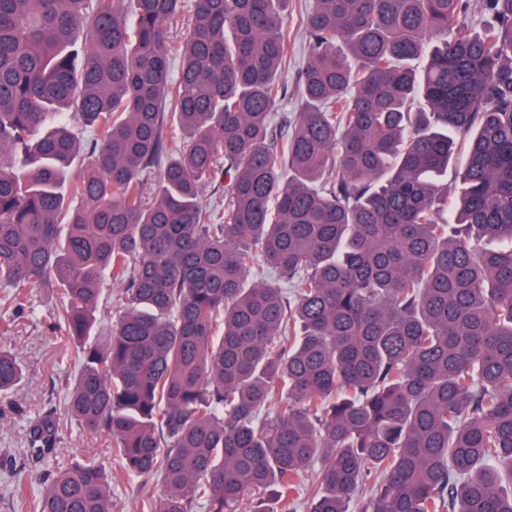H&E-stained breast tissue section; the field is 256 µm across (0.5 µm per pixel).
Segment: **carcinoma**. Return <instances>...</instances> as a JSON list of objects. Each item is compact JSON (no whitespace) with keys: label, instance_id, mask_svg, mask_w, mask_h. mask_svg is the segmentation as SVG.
<instances>
[{"label":"carcinoma","instance_id":"1","mask_svg":"<svg viewBox=\"0 0 512 512\" xmlns=\"http://www.w3.org/2000/svg\"><path fill=\"white\" fill-rule=\"evenodd\" d=\"M288 2L0 0V332L60 294L120 463L34 512H512V0H312L280 112ZM299 1L305 0H292L288 3V28L292 33V52L291 61L288 65V72L285 73V80L288 86V93L285 101L283 102L280 112H293L298 96V86L296 82V74L306 61V54L304 49V39L300 32H298V4ZM162 493L155 478H137L130 485L125 481L112 484V512H138V499L142 495L158 498Z\"/></svg>","mask_w":512,"mask_h":512}]
</instances>
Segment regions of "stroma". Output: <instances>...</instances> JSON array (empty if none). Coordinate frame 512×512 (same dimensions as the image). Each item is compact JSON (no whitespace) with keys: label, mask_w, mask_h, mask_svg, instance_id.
Segmentation results:
<instances>
[{"label":"stroma","mask_w":512,"mask_h":512,"mask_svg":"<svg viewBox=\"0 0 512 512\" xmlns=\"http://www.w3.org/2000/svg\"><path fill=\"white\" fill-rule=\"evenodd\" d=\"M288 27L292 32L291 61L285 74L288 93L281 109L293 111L298 100L296 74L306 61L304 39L298 30V4H288ZM34 311L19 319L8 336L0 338V345L18 352L22 358L23 379L13 392L0 396V512H13L10 494L11 474L23 469L32 476L30 492L39 495L46 471L66 467L87 459L115 465L112 441L102 434L84 431L76 422H68L60 444L46 461L26 456L22 443L24 429L38 412L47 406L65 407L64 384L79 367V351L68 345L61 332L52 330L51 313L59 306V295L35 292Z\"/></svg>","instance_id":"1"}]
</instances>
